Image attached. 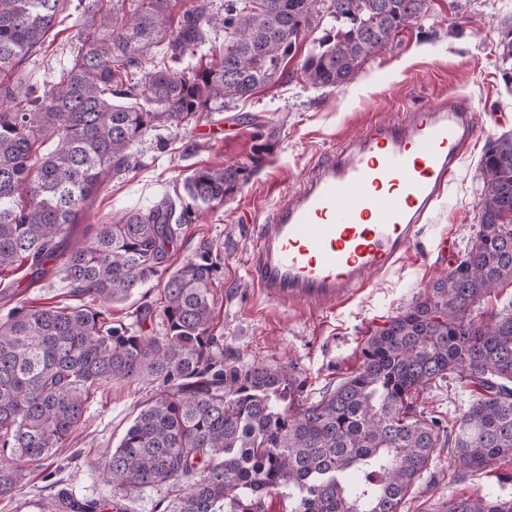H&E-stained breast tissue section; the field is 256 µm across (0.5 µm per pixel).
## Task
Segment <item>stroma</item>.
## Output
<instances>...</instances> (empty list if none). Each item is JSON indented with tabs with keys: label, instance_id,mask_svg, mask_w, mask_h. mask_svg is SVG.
<instances>
[{
	"label": "stroma",
	"instance_id": "1",
	"mask_svg": "<svg viewBox=\"0 0 512 512\" xmlns=\"http://www.w3.org/2000/svg\"><path fill=\"white\" fill-rule=\"evenodd\" d=\"M91 2L68 0L67 17L45 49L22 65L23 81L43 86L58 78ZM511 27L512 0H430L421 25L401 34L345 86H309L299 71V58H292L283 78L250 98L213 110L197 123L147 132L133 146L141 167L112 179L85 221L100 224L113 214L152 205L194 168L246 163L258 128L273 132L276 147L269 161L224 205L205 210L196 223L184 227L171 263L179 265L203 243L218 248L223 265L215 323L225 349L245 363L276 361L295 368L306 380V398L317 399L358 368L361 345L373 330L423 295L447 272L449 259L469 247L483 191L481 157L489 143L512 132V81L506 78L499 49L503 31ZM452 90L470 98L476 134L446 197L422 224L404 260L333 310L300 311L258 296L248 276V259L256 226L281 186H296L307 169L371 123L397 119L402 108L442 100ZM23 275L20 269L0 272L1 281L17 285V301L38 306L50 298L74 304L59 278L25 288L20 284ZM151 389L145 382L100 386L83 422L53 459L74 489L110 495L111 486L100 478L103 455L118 444ZM472 398L471 387L450 379L421 391L416 403L441 412L452 427ZM448 463L447 452L435 455L403 512H439L449 499L474 495L487 486L512 488L510 462L494 463L483 475L464 481L451 478Z\"/></svg>",
	"mask_w": 512,
	"mask_h": 512
}]
</instances>
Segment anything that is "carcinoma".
I'll list each match as a JSON object with an SVG mask.
<instances>
[{"label": "carcinoma", "instance_id": "carcinoma-1", "mask_svg": "<svg viewBox=\"0 0 512 512\" xmlns=\"http://www.w3.org/2000/svg\"><path fill=\"white\" fill-rule=\"evenodd\" d=\"M81 27L66 72L42 89L5 80L45 48L65 0H0V272L25 267L29 284L61 276L81 306L18 303L0 322V499L24 467L39 466L53 495L37 512H127L126 493L165 488L155 512H266L282 490L292 512H402L436 450L454 472L477 475L512 460V302L484 318L483 299L512 281V135L480 160L479 224L456 267L390 317L361 347L360 367L308 401L295 370L242 363L214 331L221 258L212 245L168 266L183 226L224 204L276 143L257 134L243 165L197 167L151 206L82 224L107 179L141 165L146 132L189 124L279 79L308 32L322 29L300 63L310 86L331 89L425 19L429 0H107ZM224 30L208 45L207 30ZM158 48L168 65L133 80ZM156 280L154 303L130 324L112 305ZM160 319L162 335L150 329ZM454 377L475 398L450 435L415 396ZM108 381L153 384L154 394L105 456L111 496L61 486L55 449L83 421ZM448 512H512V497L448 502Z\"/></svg>", "mask_w": 512, "mask_h": 512}]
</instances>
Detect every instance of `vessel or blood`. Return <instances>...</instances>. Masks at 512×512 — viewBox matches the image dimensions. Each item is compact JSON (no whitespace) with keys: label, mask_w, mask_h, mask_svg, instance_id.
I'll return each mask as SVG.
<instances>
[{"label":"vessel or blood","mask_w":512,"mask_h":512,"mask_svg":"<svg viewBox=\"0 0 512 512\" xmlns=\"http://www.w3.org/2000/svg\"><path fill=\"white\" fill-rule=\"evenodd\" d=\"M475 132L453 94L370 124L269 210L248 262L257 293L312 311L352 300L407 254Z\"/></svg>","instance_id":"b4317fda"}]
</instances>
